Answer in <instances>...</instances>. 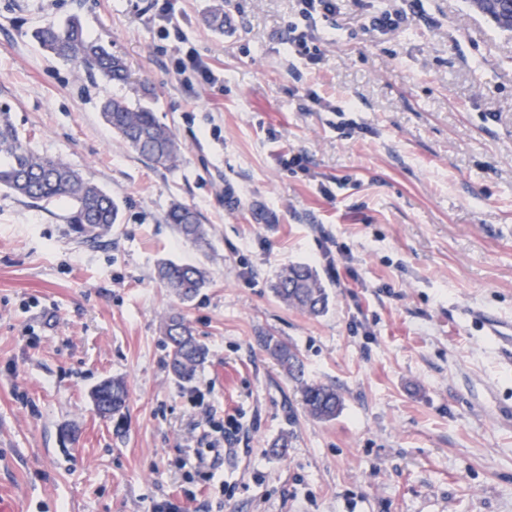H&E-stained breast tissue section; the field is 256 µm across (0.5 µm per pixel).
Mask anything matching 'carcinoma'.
Wrapping results in <instances>:
<instances>
[{
  "mask_svg": "<svg viewBox=\"0 0 512 512\" xmlns=\"http://www.w3.org/2000/svg\"><path fill=\"white\" fill-rule=\"evenodd\" d=\"M468 3L475 12L488 17L497 16L506 7L505 0ZM34 38L55 58L78 65L105 81L127 78L123 60L103 44L89 39L77 17L62 26L49 23L36 30ZM100 114L132 152L157 166L170 167L180 152L174 132L146 106L133 107L123 98L112 97L101 102ZM0 190L34 201L71 203L68 222L78 233L106 235L119 220V205L112 194L62 160L37 154L20 138L9 113L4 111H0ZM167 220L185 240L199 246L208 244V230L193 209L176 205ZM159 276L183 302L192 301L209 281L204 268L172 261L159 266ZM273 292L283 304L310 315H320L328 308L326 288L308 264L292 265L277 274ZM163 335L170 371L182 382L193 381L207 360L208 348L180 314L168 317ZM261 346L290 377L302 384L304 404L312 416L320 420L336 416L342 407L340 395L331 385L305 381L303 363L291 346L272 335L262 337ZM102 383L112 386V421L119 429L128 409L127 385L119 379H104Z\"/></svg>",
  "mask_w": 512,
  "mask_h": 512,
  "instance_id": "obj_1",
  "label": "carcinoma"
}]
</instances>
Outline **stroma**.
I'll use <instances>...</instances> for the list:
<instances>
[{
    "mask_svg": "<svg viewBox=\"0 0 512 512\" xmlns=\"http://www.w3.org/2000/svg\"><path fill=\"white\" fill-rule=\"evenodd\" d=\"M174 3L164 28L152 0H0V109L120 205L92 241L68 203L0 190V494L16 512H512V363L488 331L512 327V32L465 0H341L316 19L314 65L288 53L299 0H230L221 31L213 0ZM385 10L407 26L373 30ZM73 16L127 81L34 40ZM181 47L223 86L179 79ZM112 96L173 130V167L102 121ZM176 203L207 249L167 223ZM164 260L205 267L207 287L182 302ZM298 262L325 314L275 297ZM173 313L209 350L189 384L167 365ZM265 334L335 386L336 417L310 415ZM107 378L129 390L120 432L90 397ZM214 419L240 424L235 454L183 468Z\"/></svg>",
    "mask_w": 512,
    "mask_h": 512,
    "instance_id": "35a3bbf8",
    "label": "stroma"
}]
</instances>
